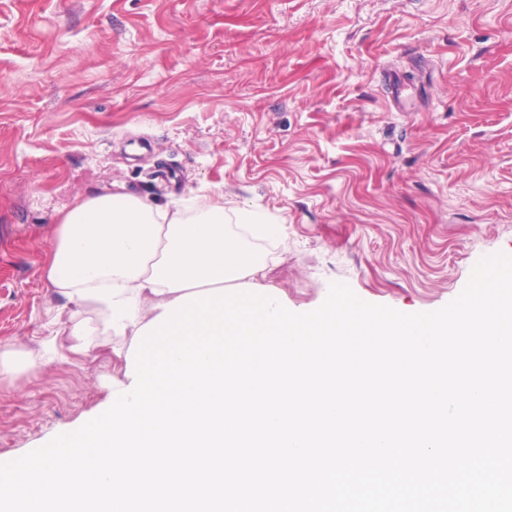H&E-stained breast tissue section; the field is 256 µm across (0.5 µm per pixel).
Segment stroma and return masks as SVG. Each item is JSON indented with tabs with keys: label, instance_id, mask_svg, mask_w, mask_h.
Masks as SVG:
<instances>
[{
	"label": "stroma",
	"instance_id": "obj_1",
	"mask_svg": "<svg viewBox=\"0 0 512 512\" xmlns=\"http://www.w3.org/2000/svg\"><path fill=\"white\" fill-rule=\"evenodd\" d=\"M222 199L290 311L404 313L512 255V0H0V463L110 406L123 360L47 272L104 189ZM93 332L83 347L74 326Z\"/></svg>",
	"mask_w": 512,
	"mask_h": 512
}]
</instances>
